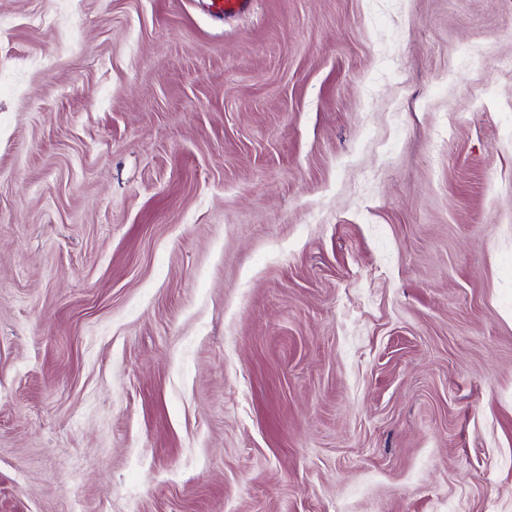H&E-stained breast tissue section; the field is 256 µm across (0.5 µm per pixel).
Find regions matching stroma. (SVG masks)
I'll use <instances>...</instances> for the list:
<instances>
[{"mask_svg":"<svg viewBox=\"0 0 512 512\" xmlns=\"http://www.w3.org/2000/svg\"><path fill=\"white\" fill-rule=\"evenodd\" d=\"M0 512H512V0H0Z\"/></svg>","mask_w":512,"mask_h":512,"instance_id":"1","label":"stroma"}]
</instances>
